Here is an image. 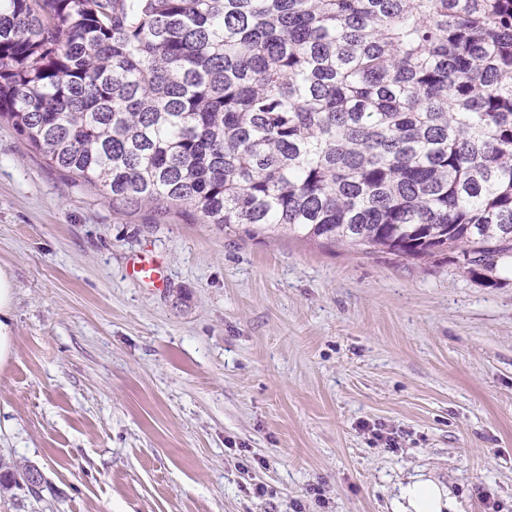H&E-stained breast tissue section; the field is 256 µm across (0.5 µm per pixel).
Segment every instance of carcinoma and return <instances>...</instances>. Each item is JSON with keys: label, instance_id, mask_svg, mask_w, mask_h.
<instances>
[{"label": "carcinoma", "instance_id": "carcinoma-1", "mask_svg": "<svg viewBox=\"0 0 512 512\" xmlns=\"http://www.w3.org/2000/svg\"><path fill=\"white\" fill-rule=\"evenodd\" d=\"M224 232L512 271V0H0V121Z\"/></svg>", "mask_w": 512, "mask_h": 512}]
</instances>
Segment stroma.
Listing matches in <instances>:
<instances>
[{
    "label": "stroma",
    "mask_w": 512,
    "mask_h": 512,
    "mask_svg": "<svg viewBox=\"0 0 512 512\" xmlns=\"http://www.w3.org/2000/svg\"><path fill=\"white\" fill-rule=\"evenodd\" d=\"M0 266V512H512L511 273L117 214L5 123ZM129 273L138 282L160 288L164 285V276L160 263L152 257L137 256L130 263ZM16 284L12 271L0 267V364H6L14 350V308ZM401 498L407 505L398 512H462L451 492L430 480L407 484L401 490Z\"/></svg>",
    "instance_id": "35a3bbf8"
}]
</instances>
